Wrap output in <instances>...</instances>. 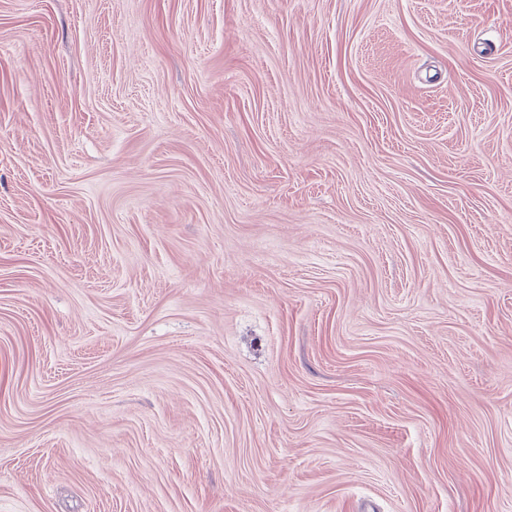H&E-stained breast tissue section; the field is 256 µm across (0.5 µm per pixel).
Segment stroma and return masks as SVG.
<instances>
[{"mask_svg":"<svg viewBox=\"0 0 512 512\" xmlns=\"http://www.w3.org/2000/svg\"><path fill=\"white\" fill-rule=\"evenodd\" d=\"M512 512V0H0V512Z\"/></svg>","mask_w":512,"mask_h":512,"instance_id":"stroma-1","label":"stroma"}]
</instances>
